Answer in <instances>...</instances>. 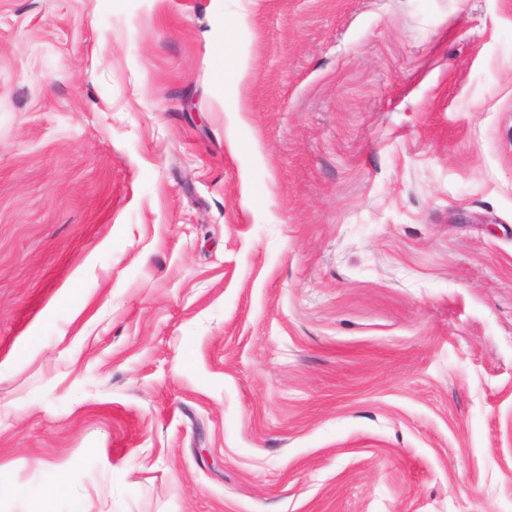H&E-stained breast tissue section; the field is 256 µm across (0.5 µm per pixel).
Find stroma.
I'll return each instance as SVG.
<instances>
[{
  "mask_svg": "<svg viewBox=\"0 0 512 512\" xmlns=\"http://www.w3.org/2000/svg\"><path fill=\"white\" fill-rule=\"evenodd\" d=\"M0 512H512V0H0Z\"/></svg>",
  "mask_w": 512,
  "mask_h": 512,
  "instance_id": "1",
  "label": "stroma"
}]
</instances>
